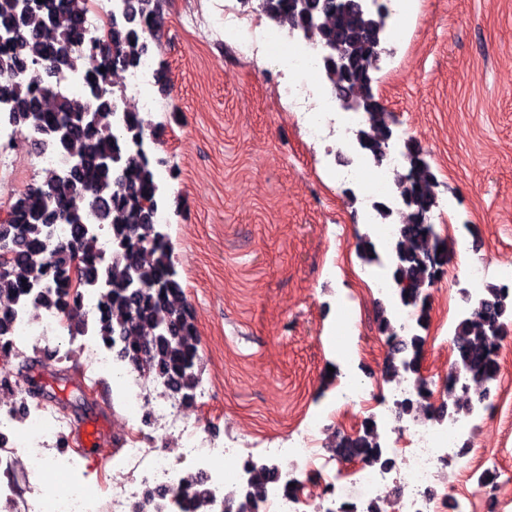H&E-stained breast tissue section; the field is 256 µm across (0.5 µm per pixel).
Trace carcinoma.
<instances>
[{
    "mask_svg": "<svg viewBox=\"0 0 512 512\" xmlns=\"http://www.w3.org/2000/svg\"><path fill=\"white\" fill-rule=\"evenodd\" d=\"M87 0H37L24 8L23 0H0V28L19 23L11 36L0 39V121L14 130L34 136L36 150L46 147L76 150L78 165L67 174L47 173L15 197L9 219L0 223V244L11 248L0 260V302L12 307L0 315V336L11 333L15 310L31 303L55 308L69 316V335L97 337L123 350L122 360L135 361L148 375L164 382L181 402L191 406L201 381L196 370L199 336L189 310L183 282L172 258L168 232L155 223L164 203V189L156 178L163 160L141 149L151 123L140 112H126L112 121V90L106 73L136 66L164 25L162 0H124L125 23L112 22V48L88 36L83 29ZM346 7L312 20L304 0H258L260 12L276 25H288L307 38L325 45H340L349 66L326 62L340 97L366 114L356 143L373 159L391 150L396 138L394 122L373 90L374 71L383 51L389 12L379 0H342ZM55 70V88L48 83L17 80L25 69ZM84 73L87 101L79 104L56 89L69 72ZM410 170L399 183L402 205H375L380 224H397L390 246L391 280L399 300L419 309L417 325L429 319V289L448 263V242L426 222L439 207V181L427 152L414 139L403 142ZM97 206L99 220L107 227L111 254L101 251L99 235L91 231L78 202ZM55 224L69 225V238L47 249ZM356 252L363 264L380 260L373 236L357 238ZM78 272L80 287L105 289L96 317L87 321L73 314L80 295L69 291L71 276ZM512 320V293L490 284L478 296L472 314L455 330V364L469 373L460 385L445 383L448 407L469 412L472 402L486 400L488 384L500 373L498 348ZM381 335L394 343L392 354L400 364L417 372L426 337H399L382 308ZM0 391L11 392L21 404L32 394L24 380L0 373ZM375 422L368 418L353 435L341 438L336 456L355 455L385 467V450L372 441ZM272 462L247 469L240 489L242 501L225 503L224 512H250L248 504L259 498L275 477ZM189 512H209V492L196 478L185 483Z\"/></svg>",
    "mask_w": 512,
    "mask_h": 512,
    "instance_id": "obj_1",
    "label": "carcinoma"
}]
</instances>
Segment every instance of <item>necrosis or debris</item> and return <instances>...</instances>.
Segmentation results:
<instances>
[{
    "label": "necrosis or debris",
    "mask_w": 512,
    "mask_h": 512,
    "mask_svg": "<svg viewBox=\"0 0 512 512\" xmlns=\"http://www.w3.org/2000/svg\"><path fill=\"white\" fill-rule=\"evenodd\" d=\"M224 27L243 36L244 49L263 44L276 60H287L290 84L284 93L296 99L305 89H314V112L306 116L307 130L320 135L325 128H335L342 143H350L364 125V113L344 110L323 73L324 51L321 45L301 33L275 32L260 18L246 13L239 0H224ZM157 62L144 56L137 67L119 73L113 81L112 97L121 112H149L154 107L150 94ZM401 156L390 155L380 163L361 159L344 172L342 181L363 192L367 199L380 198L398 203ZM67 325L65 316L43 309L32 316L28 309L16 311L9 349L21 352L28 348L49 349ZM80 348L88 356V381L110 374L119 382L116 391L125 411L126 434L120 450L132 462L130 479L116 478L97 490L81 480L64 451L55 449L58 434L69 423L61 411L31 406L16 411L13 403L0 404V447L9 449L16 464L36 480L34 498L28 512H96L98 493H106L111 512H152L154 505L145 500L141 487L168 491L164 512H183L185 503L179 494L187 476L200 475L211 494V512H222L227 490L246 479L245 463L237 459V450L213 439L199 421L185 416L181 401L167 386L150 381L134 366L117 361L111 349L96 338L85 339ZM332 413L324 408L304 411L300 421L288 423L280 433L281 444L273 453L280 458L304 461L307 470L324 475L329 485L350 483L357 500L373 501L386 485L384 470L368 464L349 472L333 470L328 457L317 448L318 434ZM467 416L451 415L435 422L413 419L401 438L395 439L391 452L405 466L403 480L409 489L400 498L394 512H446L447 502L433 488L439 464L456 456ZM232 465H225V458Z\"/></svg>",
    "instance_id": "obj_1"
}]
</instances>
